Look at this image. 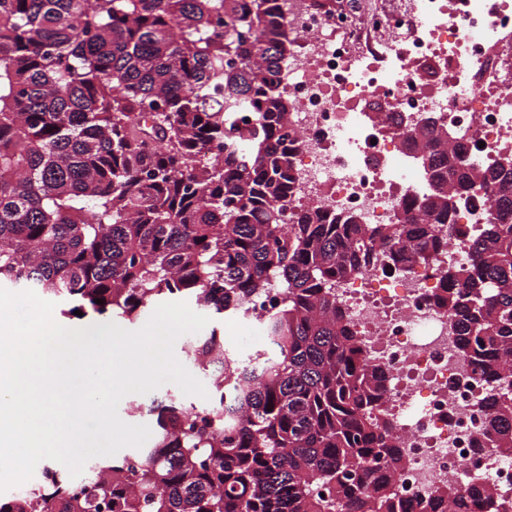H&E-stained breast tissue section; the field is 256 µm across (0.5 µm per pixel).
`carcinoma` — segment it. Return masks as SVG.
Returning a JSON list of instances; mask_svg holds the SVG:
<instances>
[{
	"mask_svg": "<svg viewBox=\"0 0 512 512\" xmlns=\"http://www.w3.org/2000/svg\"><path fill=\"white\" fill-rule=\"evenodd\" d=\"M289 51L268 0H0V287L59 301L72 327L135 323L170 300L222 324L273 281L284 294L259 320L270 352L242 359L215 328L187 343L208 405L173 392L135 406L150 443L87 462L76 489L42 460L59 512H397L406 459L336 280L408 246L428 261L448 201L476 186L495 214L440 303L489 372L486 447L512 454V190L499 164L470 173L445 151L448 131L426 128L413 137L435 182L419 216L356 224L310 208L284 223ZM245 108L257 118L244 132ZM433 498V512H463L451 489ZM0 512L41 506L19 491Z\"/></svg>",
	"mask_w": 512,
	"mask_h": 512,
	"instance_id": "obj_1",
	"label": "carcinoma"
}]
</instances>
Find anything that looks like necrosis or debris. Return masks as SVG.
I'll list each match as a JSON object with an SVG mask.
<instances>
[{
	"label": "necrosis or debris",
	"mask_w": 512,
	"mask_h": 512,
	"mask_svg": "<svg viewBox=\"0 0 512 512\" xmlns=\"http://www.w3.org/2000/svg\"><path fill=\"white\" fill-rule=\"evenodd\" d=\"M404 9L356 11L346 0H270L292 40L282 85L290 104L293 189L288 218L312 206L331 216L387 224L416 208L428 176L419 151L400 148L426 119L453 129L473 169L512 155V0H409ZM444 73L428 85L426 68ZM377 99L374 112L357 103ZM481 190L461 195L447 246L425 263L408 258L337 283L338 306L383 377V410L408 465L397 485L404 512L434 492L488 485L512 512V456L483 448L488 376L461 350L437 295L446 271L492 219Z\"/></svg>",
	"instance_id": "1"
}]
</instances>
